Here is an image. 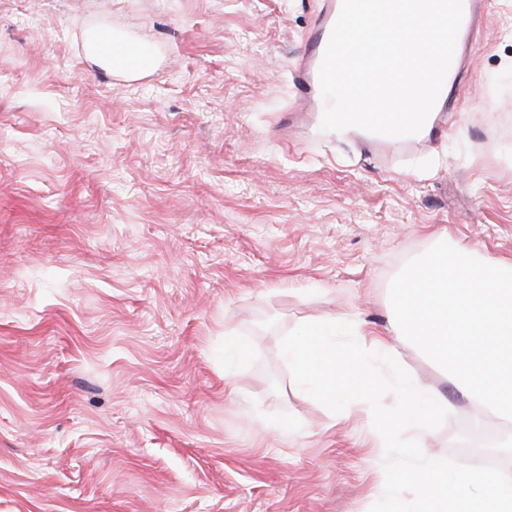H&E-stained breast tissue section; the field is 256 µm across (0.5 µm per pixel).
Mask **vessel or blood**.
Listing matches in <instances>:
<instances>
[{
  "instance_id": "obj_1",
  "label": "vessel or blood",
  "mask_w": 512,
  "mask_h": 512,
  "mask_svg": "<svg viewBox=\"0 0 512 512\" xmlns=\"http://www.w3.org/2000/svg\"><path fill=\"white\" fill-rule=\"evenodd\" d=\"M340 9L341 0H324L297 70L296 86L302 96L312 97V107L317 112L325 108V102L319 96V69ZM108 59L113 71L118 74L127 72L143 74L151 71L155 64L154 59L146 52L139 49L130 51L124 47L113 48L112 52L108 53Z\"/></svg>"
}]
</instances>
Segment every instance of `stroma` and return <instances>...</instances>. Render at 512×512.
<instances>
[{"instance_id":"1","label":"stroma","mask_w":512,"mask_h":512,"mask_svg":"<svg viewBox=\"0 0 512 512\" xmlns=\"http://www.w3.org/2000/svg\"><path fill=\"white\" fill-rule=\"evenodd\" d=\"M319 0H0V512H369L371 412L333 417L280 351L392 316L445 237L512 260V0H485L445 133L395 153L319 134L294 67ZM107 32L138 76L88 58ZM250 347L225 376L224 335ZM449 403L424 456L495 417ZM91 51L102 54L112 63V70L118 74L134 72L143 74L151 71L154 67V59L146 52L134 48L130 53L126 47H113L112 53L105 52L99 37V33L93 35L88 43Z\"/></svg>"}]
</instances>
